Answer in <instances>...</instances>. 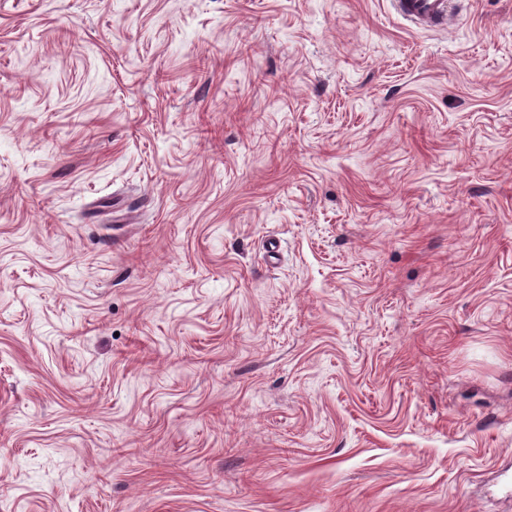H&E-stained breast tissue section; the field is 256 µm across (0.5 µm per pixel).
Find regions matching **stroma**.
I'll list each match as a JSON object with an SVG mask.
<instances>
[{"label": "stroma", "mask_w": 512, "mask_h": 512, "mask_svg": "<svg viewBox=\"0 0 512 512\" xmlns=\"http://www.w3.org/2000/svg\"><path fill=\"white\" fill-rule=\"evenodd\" d=\"M0 0V512H512V0ZM397 12L423 29L444 28L454 24L452 0H393Z\"/></svg>", "instance_id": "obj_1"}]
</instances>
